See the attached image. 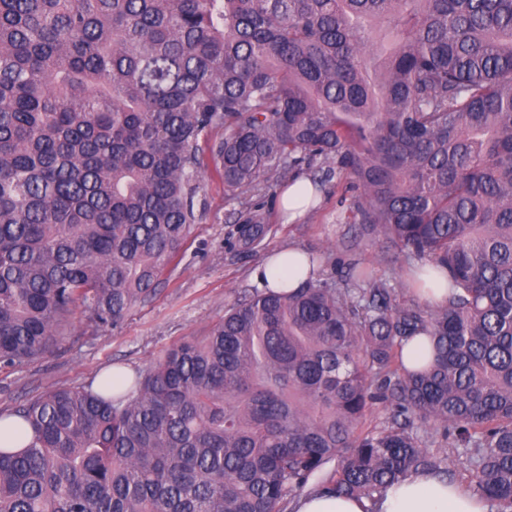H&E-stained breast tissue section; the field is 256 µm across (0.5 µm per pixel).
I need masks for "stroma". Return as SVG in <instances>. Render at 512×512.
Wrapping results in <instances>:
<instances>
[{"instance_id": "35a3bbf8", "label": "stroma", "mask_w": 512, "mask_h": 512, "mask_svg": "<svg viewBox=\"0 0 512 512\" xmlns=\"http://www.w3.org/2000/svg\"><path fill=\"white\" fill-rule=\"evenodd\" d=\"M346 176H335L319 192L307 213L286 223L279 200H267L269 230L258 243H240L242 224L224 198V184L214 172L205 177L208 207L193 224L175 269L158 286L155 296L136 306L117 325L96 329L81 312H74L68 335L47 354L28 363L0 368V413L16 409L53 388L78 386L116 364L145 372L165 351L201 333L224 316L225 308L247 295L253 273L276 248L295 247L307 253L355 252L374 276L396 283L397 302L410 301L400 288L406 264L388 251L382 239L356 237L354 225L343 219L351 194Z\"/></svg>"}]
</instances>
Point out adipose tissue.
Masks as SVG:
<instances>
[{
	"label": "adipose tissue",
	"instance_id": "adipose-tissue-1",
	"mask_svg": "<svg viewBox=\"0 0 512 512\" xmlns=\"http://www.w3.org/2000/svg\"><path fill=\"white\" fill-rule=\"evenodd\" d=\"M267 283L293 290L306 274L304 254L293 247L274 250L264 263ZM294 512H488L474 492L428 472H414L390 486L377 502L323 493L301 497Z\"/></svg>",
	"mask_w": 512,
	"mask_h": 512
}]
</instances>
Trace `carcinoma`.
<instances>
[{"label":"carcinoma","instance_id":"cac0c4a2","mask_svg":"<svg viewBox=\"0 0 512 512\" xmlns=\"http://www.w3.org/2000/svg\"><path fill=\"white\" fill-rule=\"evenodd\" d=\"M209 159L247 243L279 182L345 172L347 223L411 263L400 287L444 274L448 304L308 253L296 290L253 286L125 392L18 406L33 437L0 450V512L375 502L418 470L454 480L417 423L512 512V0H0V366L49 352L77 308L100 328L148 301ZM414 432H417L418 435L426 441L427 449L430 454L442 460V466H446L448 470L456 473L457 482L469 488L467 482L458 477L462 467L461 462L465 461V455L462 453V449L452 448L448 439L439 433L436 434L435 432L429 431V433L426 434L424 427H421L420 424H415Z\"/></svg>","mask_w":512,"mask_h":512}]
</instances>
